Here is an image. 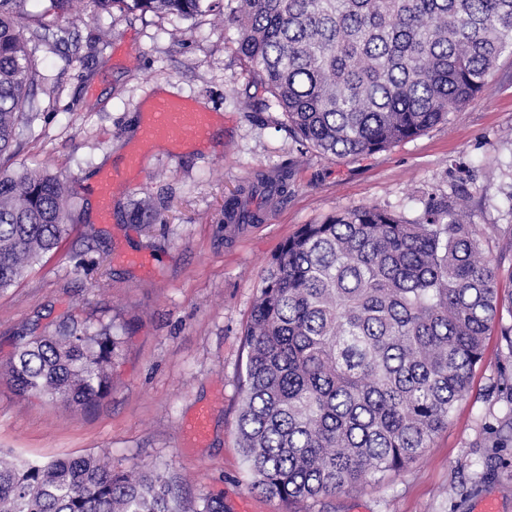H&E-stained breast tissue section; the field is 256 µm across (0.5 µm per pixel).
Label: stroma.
<instances>
[{"mask_svg": "<svg viewBox=\"0 0 512 512\" xmlns=\"http://www.w3.org/2000/svg\"><path fill=\"white\" fill-rule=\"evenodd\" d=\"M70 32L31 46L41 109L23 115L20 153L4 167L42 169L71 185L74 230L0 293V363L70 314L114 322L126 335L111 392L87 409L20 395L0 372V450L42 461L94 452L116 470L156 469L186 502L213 496L224 512H287L251 489L238 446L244 335L270 257L301 225L345 209L378 206L412 220L427 190L465 191L467 216L498 265L503 327L512 325L511 49L483 94L424 134L336 159L292 136L217 16L115 6ZM162 83L204 99L224 138L160 144L130 168L123 159ZM284 169L287 192L263 204L269 220L225 226L224 203L240 186ZM105 170L125 183L106 217L96 187ZM202 406L210 417L197 442L185 424ZM487 499L512 512V345L500 329L485 340L468 397L423 457L312 512H476Z\"/></svg>", "mask_w": 512, "mask_h": 512, "instance_id": "1", "label": "stroma"}]
</instances>
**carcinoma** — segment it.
<instances>
[{"mask_svg":"<svg viewBox=\"0 0 512 512\" xmlns=\"http://www.w3.org/2000/svg\"><path fill=\"white\" fill-rule=\"evenodd\" d=\"M0 0V156L17 152L35 108L22 30L48 40L60 21L116 3L181 19L212 12L287 117L295 138L336 158L419 136L481 94L512 48V0ZM241 188L224 206L254 222ZM73 189L46 171L0 170V291L68 234ZM457 199L431 192L421 216L338 211L304 224L271 257L245 333L239 448L251 488L317 503L399 472L448 427L470 391L499 309L498 266ZM122 341L69 317L7 361L22 395L88 407L112 388ZM0 512H224L179 502L159 472L115 471L101 456L31 461L0 451Z\"/></svg>","mask_w":512,"mask_h":512,"instance_id":"1","label":"carcinoma"}]
</instances>
